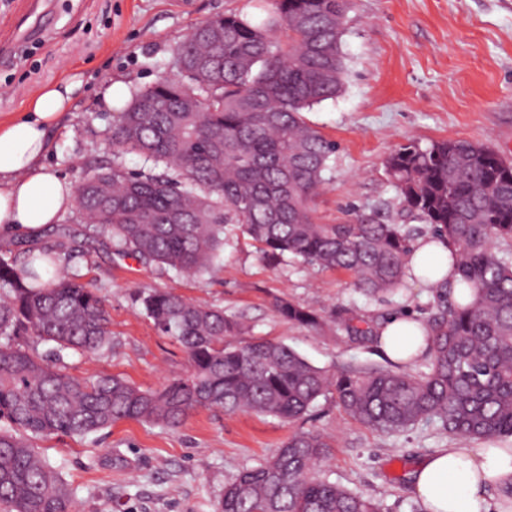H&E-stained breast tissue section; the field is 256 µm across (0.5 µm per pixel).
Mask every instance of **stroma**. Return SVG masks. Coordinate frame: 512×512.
Wrapping results in <instances>:
<instances>
[{
	"instance_id": "obj_1",
	"label": "stroma",
	"mask_w": 512,
	"mask_h": 512,
	"mask_svg": "<svg viewBox=\"0 0 512 512\" xmlns=\"http://www.w3.org/2000/svg\"><path fill=\"white\" fill-rule=\"evenodd\" d=\"M272 8L271 0H52L40 37L0 55V119L20 116L23 103L45 84L80 73L82 86L50 132L44 158L79 183L90 167L112 159L113 113L168 71L174 49L196 23L230 13L259 21ZM343 50L342 93L306 114L337 144L315 200L319 223L341 224L359 212L415 225L383 168L385 157L409 139L476 141L512 160V0H353ZM110 80L126 88L108 105L102 93ZM86 226L71 209L36 234L41 245L62 252L68 274L95 283L111 316V352L63 357L68 372L81 379L118 375L157 389L185 373L181 346L158 333L136 305L143 290L171 289L242 317L243 340L283 342L330 371L346 362L388 363L378 344L337 329L339 308L354 309L373 330L394 315L425 322L433 312V287L409 280L369 298L348 272L306 266L288 255L268 258L234 224L224 230L219 262L196 278L117 257L111 237L87 238ZM281 301L316 311L323 328L284 320L275 311ZM294 430L329 436L333 448L318 476L381 498L384 512H427L409 475L426 454L452 443L438 420L378 433L328 397L291 426L272 416L200 409L176 428L125 420L83 437L49 436L33 444L72 488L75 512H215L225 483L271 457Z\"/></svg>"
}]
</instances>
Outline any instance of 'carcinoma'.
<instances>
[{"mask_svg":"<svg viewBox=\"0 0 512 512\" xmlns=\"http://www.w3.org/2000/svg\"><path fill=\"white\" fill-rule=\"evenodd\" d=\"M257 24L229 14L200 23L174 50L170 76L136 90L112 117V165L76 189V209L112 236L117 253L178 274L210 270L237 224L267 256L287 254L351 273L369 296L401 287L414 240H448L471 300L436 286L427 371L347 363L330 372L282 342L233 345L241 320L168 290L137 294L141 311L182 347L188 372L141 389L116 375L79 379L63 352L112 351L99 289L62 272L55 252L28 241L23 260L0 252V507L72 512L73 490L30 439L83 436L135 419L170 427L199 409L305 417L331 396L381 433L437 419L477 442L512 438V163L479 142L409 140L384 161L403 206L421 227L356 214L320 224L314 202L336 154L303 113L338 97L352 0H275ZM136 154L149 172L126 170ZM278 313L318 329L323 317L290 302ZM46 347L40 351L39 347ZM332 447L316 431L224 485L216 512H383L376 498L321 480Z\"/></svg>","mask_w":512,"mask_h":512,"instance_id":"1","label":"carcinoma"}]
</instances>
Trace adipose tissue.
Instances as JSON below:
<instances>
[{"label": "adipose tissue", "instance_id": "adipose-tissue-1", "mask_svg": "<svg viewBox=\"0 0 512 512\" xmlns=\"http://www.w3.org/2000/svg\"><path fill=\"white\" fill-rule=\"evenodd\" d=\"M68 76L41 88L21 116L0 120V231H34L56 223L75 204L72 184L45 165L48 133L69 111L80 87ZM446 240H417L408 257L420 283L453 281L457 273ZM425 324L407 316L391 318L380 331V348L390 360L411 364L425 352ZM512 483V448H441L413 475V490L428 512H483L488 487Z\"/></svg>", "mask_w": 512, "mask_h": 512}]
</instances>
